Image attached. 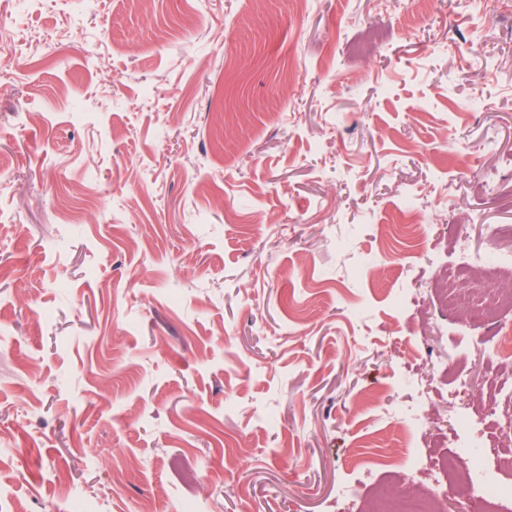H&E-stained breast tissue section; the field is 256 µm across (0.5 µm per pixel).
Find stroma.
<instances>
[{"label": "stroma", "mask_w": 512, "mask_h": 512, "mask_svg": "<svg viewBox=\"0 0 512 512\" xmlns=\"http://www.w3.org/2000/svg\"><path fill=\"white\" fill-rule=\"evenodd\" d=\"M0 24L1 507L373 512L437 484L460 411L512 457V366L481 356L512 310L438 292L512 254V0Z\"/></svg>", "instance_id": "obj_1"}]
</instances>
